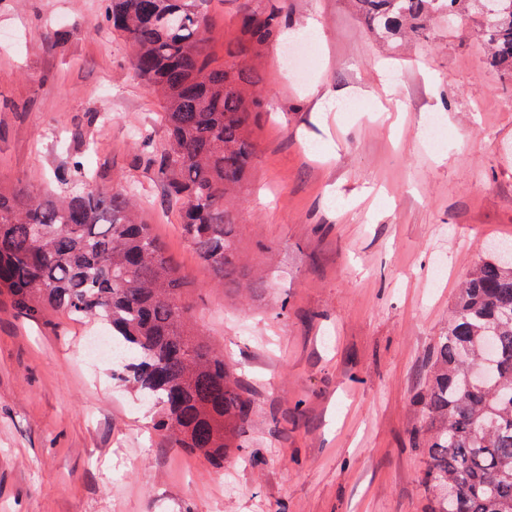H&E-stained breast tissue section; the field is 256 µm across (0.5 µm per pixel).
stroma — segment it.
<instances>
[{
  "mask_svg": "<svg viewBox=\"0 0 512 512\" xmlns=\"http://www.w3.org/2000/svg\"><path fill=\"white\" fill-rule=\"evenodd\" d=\"M100 4L0 0V184L63 194L55 173L81 154L101 191L137 186L194 332L254 409L213 468L155 430L111 357L87 358L98 324L0 300V512H424L416 396L482 246L512 240V77L480 18L386 40L352 0H206L220 62L243 11L279 17L250 64L261 112L236 237L266 281L251 289L216 285L183 238L151 164L164 104ZM311 18L309 73L289 76L287 32ZM328 91L341 104L317 111Z\"/></svg>",
  "mask_w": 512,
  "mask_h": 512,
  "instance_id": "1",
  "label": "stroma"
}]
</instances>
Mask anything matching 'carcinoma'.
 <instances>
[{"label":"carcinoma","instance_id":"1","mask_svg":"<svg viewBox=\"0 0 512 512\" xmlns=\"http://www.w3.org/2000/svg\"><path fill=\"white\" fill-rule=\"evenodd\" d=\"M467 8L482 18L492 62L512 74V0L485 15L482 0H356L378 35L418 37L433 17ZM203 0H102L105 25L124 37L129 64L166 104L157 161L166 197L183 205L182 234L220 286L246 276L235 228V190L251 165L249 133L260 99L249 73L207 53ZM274 13L241 18L258 48ZM76 158L57 172L70 189L36 197L0 187V296L32 321L57 311L93 318L112 339L121 379L156 408L155 425L177 447L223 466L228 440L253 412L224 355L187 323L186 277L144 223L132 190L79 182ZM489 241L462 284L448 330L433 351L423 418L427 512H512V258Z\"/></svg>","mask_w":512,"mask_h":512}]
</instances>
